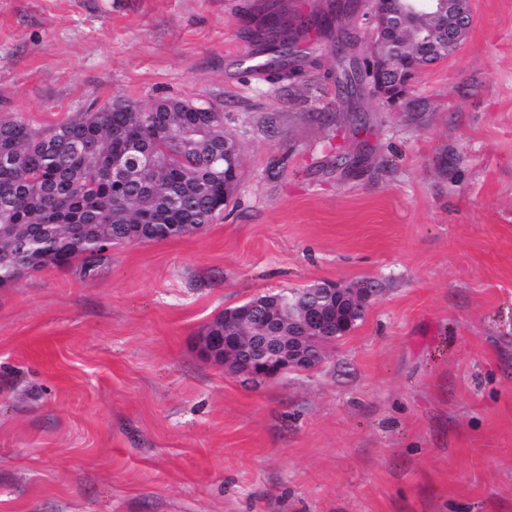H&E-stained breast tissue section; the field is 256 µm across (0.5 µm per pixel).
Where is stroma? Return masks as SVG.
Instances as JSON below:
<instances>
[{"mask_svg":"<svg viewBox=\"0 0 512 512\" xmlns=\"http://www.w3.org/2000/svg\"><path fill=\"white\" fill-rule=\"evenodd\" d=\"M253 2L0 0V118L202 101L242 158L223 220L0 287V512H512V0L395 105L314 31L243 71ZM317 281L376 288L319 368L198 354Z\"/></svg>","mask_w":512,"mask_h":512,"instance_id":"35a3bbf8","label":"stroma"}]
</instances>
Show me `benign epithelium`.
<instances>
[{"label":"benign epithelium","mask_w":512,"mask_h":512,"mask_svg":"<svg viewBox=\"0 0 512 512\" xmlns=\"http://www.w3.org/2000/svg\"><path fill=\"white\" fill-rule=\"evenodd\" d=\"M391 0H359L370 36L366 46L369 62L379 54L381 34L394 24ZM404 15L421 12L435 4V17L448 31L445 54L453 52L467 37L472 25L470 0H406ZM370 88L383 101L398 103L408 84L398 85L386 66L369 76ZM149 160L139 154L112 161V177L122 179L130 168L143 167ZM306 303L298 314H284L264 301L245 302L224 308V328L209 322L199 333L196 346L200 356L248 382H262L290 372L317 368L324 356L313 350L320 337L346 336L351 322L348 313L366 310L374 290L324 281L305 289Z\"/></svg>","instance_id":"1"}]
</instances>
